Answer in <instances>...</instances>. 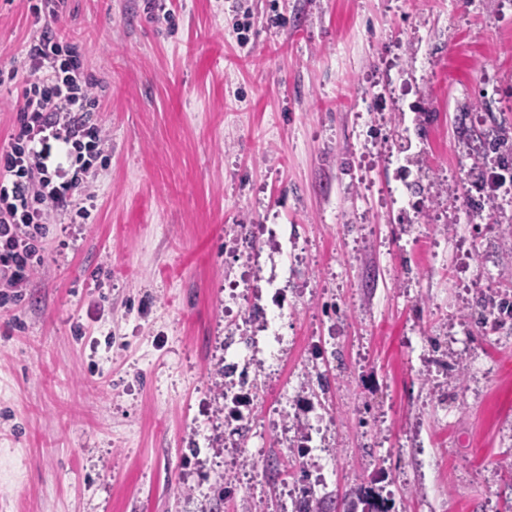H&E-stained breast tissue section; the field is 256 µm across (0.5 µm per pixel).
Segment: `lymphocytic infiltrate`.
Instances as JSON below:
<instances>
[{"label": "lymphocytic infiltrate", "instance_id": "1", "mask_svg": "<svg viewBox=\"0 0 512 512\" xmlns=\"http://www.w3.org/2000/svg\"><path fill=\"white\" fill-rule=\"evenodd\" d=\"M60 0H40V24L0 85L23 80L16 128L0 147V281L24 287L41 266L38 242L55 215L88 217V176L106 145L101 100L84 56L56 21Z\"/></svg>", "mask_w": 512, "mask_h": 512}]
</instances>
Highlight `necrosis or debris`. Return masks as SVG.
<instances>
[{"label": "necrosis or debris", "instance_id": "necrosis-or-debris-1", "mask_svg": "<svg viewBox=\"0 0 512 512\" xmlns=\"http://www.w3.org/2000/svg\"><path fill=\"white\" fill-rule=\"evenodd\" d=\"M397 171L391 187L401 216L423 223L425 208L416 198L426 178L418 165L400 152L389 155ZM259 240L239 249V260L250 267V278L237 277L233 267L224 269V294L237 306L236 316L224 322V424L235 438L232 448L240 456L251 454L250 437L273 430L291 461L282 471L280 495L284 512H294L299 500L316 507L327 487L324 460L329 452L333 416L318 386H306L301 371L327 365V341L318 337L300 358L297 372L282 388L279 402L266 401L268 384L262 378L265 359L280 363L288 358V343L279 327L296 306L288 296V255L295 243L284 224H262Z\"/></svg>", "mask_w": 512, "mask_h": 512}]
</instances>
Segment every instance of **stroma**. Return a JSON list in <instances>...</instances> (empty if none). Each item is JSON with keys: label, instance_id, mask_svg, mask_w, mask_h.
I'll use <instances>...</instances> for the list:
<instances>
[{"label": "stroma", "instance_id": "obj_1", "mask_svg": "<svg viewBox=\"0 0 512 512\" xmlns=\"http://www.w3.org/2000/svg\"><path fill=\"white\" fill-rule=\"evenodd\" d=\"M158 5L60 16L109 146L90 218L57 216L28 285L0 286V512H250L213 489L234 463L215 383L240 224L305 248L285 336L338 337L333 512L378 468L395 512H512V323L471 320L512 287V196L414 243L386 192L400 118L363 96L386 81L419 106L432 202L464 214L475 147L512 133V0H172L168 21ZM33 24L28 0H0V69ZM463 232L482 272L467 287L441 265ZM445 322L455 340L419 358Z\"/></svg>", "mask_w": 512, "mask_h": 512}]
</instances>
